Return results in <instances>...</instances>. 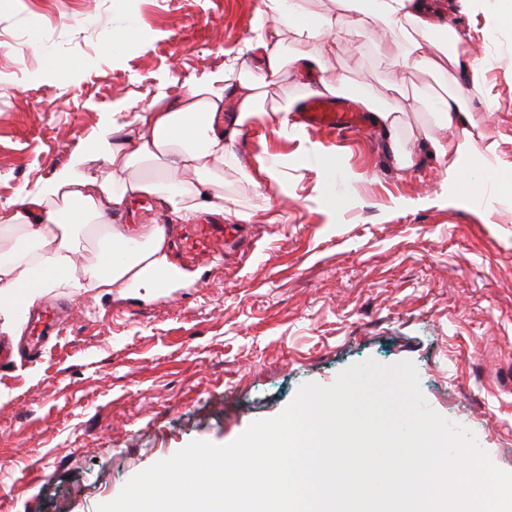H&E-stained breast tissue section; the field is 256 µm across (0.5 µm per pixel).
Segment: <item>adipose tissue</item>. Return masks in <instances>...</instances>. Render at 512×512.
Wrapping results in <instances>:
<instances>
[{
    "label": "adipose tissue",
    "mask_w": 512,
    "mask_h": 512,
    "mask_svg": "<svg viewBox=\"0 0 512 512\" xmlns=\"http://www.w3.org/2000/svg\"><path fill=\"white\" fill-rule=\"evenodd\" d=\"M328 15H307L302 0H260L254 18L253 51L258 65L250 69L237 59L224 62L221 72L195 83L175 100L155 98L146 109L105 125L91 149L71 157L68 164L36 188L0 207V315L11 316L15 299L32 307L44 289L71 288L123 291L132 285L156 287L155 275L171 268L164 225L114 223L116 212L139 198L153 199L162 209L184 220L204 210L224 209V177L239 176L261 190L278 180L284 162L272 158L255 171L240 168L229 148L224 128V100L232 98L234 126L275 122L286 136L299 132L292 114L298 101L267 97L268 85L284 73L303 76L308 96H334L345 77L331 69L328 54L337 34L355 39L380 28L401 32L406 27L427 32L438 28L442 16L433 0H336ZM305 41L307 51L287 53L284 37ZM463 62L468 88L454 86L448 62ZM400 63L433 73L440 84L428 97L437 120L454 129L448 142L428 140L430 155L448 164V185L476 157L485 156L472 130L465 106L467 89H481L482 65L469 59L462 37L449 31L441 56L425 51L423 41L407 38ZM108 165L98 172L96 162ZM148 167L144 176L133 169ZM94 238L97 259L83 265L81 238Z\"/></svg>",
    "instance_id": "1"
}]
</instances>
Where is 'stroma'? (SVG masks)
<instances>
[{
  "mask_svg": "<svg viewBox=\"0 0 512 512\" xmlns=\"http://www.w3.org/2000/svg\"><path fill=\"white\" fill-rule=\"evenodd\" d=\"M259 2L0 0V204L90 149L112 115L176 99L226 58L254 63ZM439 3L484 68L471 108L494 146L487 162L446 192L443 164L420 150V135H452L419 95L433 75L397 66L391 39L359 50L338 36L343 100L362 89L384 108L406 93L398 148L413 166L394 164L373 120L347 137L242 128L230 149L243 167L287 164L263 195L227 177L224 212L200 215L251 214L223 263L187 261L176 244L167 289H47L63 329L38 358L0 366L7 512H97L192 441L229 444L301 385H332L369 358L413 362L430 408L512 472V15L497 0ZM119 16L133 29L115 54L105 45ZM327 154L342 168H325Z\"/></svg>",
  "mask_w": 512,
  "mask_h": 512,
  "instance_id": "1",
  "label": "stroma"
}]
</instances>
